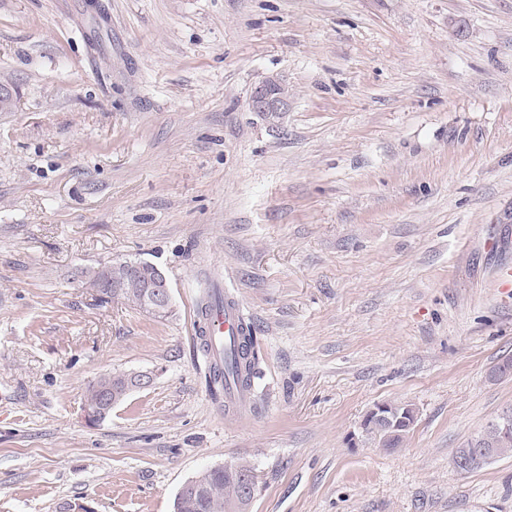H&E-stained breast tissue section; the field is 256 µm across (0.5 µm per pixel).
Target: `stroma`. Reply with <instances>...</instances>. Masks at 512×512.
<instances>
[{"label": "stroma", "instance_id": "stroma-1", "mask_svg": "<svg viewBox=\"0 0 512 512\" xmlns=\"http://www.w3.org/2000/svg\"><path fill=\"white\" fill-rule=\"evenodd\" d=\"M0 83V512H173L241 459L249 512H512L511 455L453 464L512 407V0H0ZM127 258L173 316L79 276ZM217 274L239 423L196 334ZM119 372L154 381L89 425ZM378 403L417 410L400 448L361 436ZM290 105L288 85L277 77H267L256 84L248 102L249 111L261 114L288 112ZM250 404V397L240 384H234L232 380L224 383V415L229 418H240Z\"/></svg>", "mask_w": 512, "mask_h": 512}]
</instances>
